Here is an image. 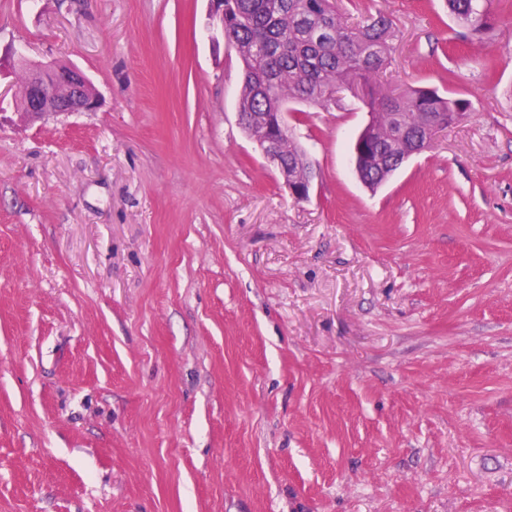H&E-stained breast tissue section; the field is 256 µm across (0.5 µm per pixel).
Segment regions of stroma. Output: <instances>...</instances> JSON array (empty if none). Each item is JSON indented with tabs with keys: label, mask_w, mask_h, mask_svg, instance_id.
I'll list each match as a JSON object with an SVG mask.
<instances>
[{
	"label": "stroma",
	"mask_w": 512,
	"mask_h": 512,
	"mask_svg": "<svg viewBox=\"0 0 512 512\" xmlns=\"http://www.w3.org/2000/svg\"><path fill=\"white\" fill-rule=\"evenodd\" d=\"M393 21L469 115L377 190L356 100L294 103L293 198L209 0H0V512H512V8ZM97 108L20 122L13 50ZM448 10L477 38L493 29L488 0H448Z\"/></svg>",
	"instance_id": "obj_1"
}]
</instances>
